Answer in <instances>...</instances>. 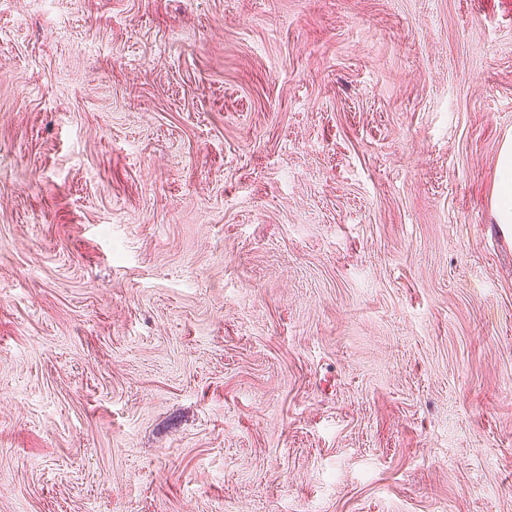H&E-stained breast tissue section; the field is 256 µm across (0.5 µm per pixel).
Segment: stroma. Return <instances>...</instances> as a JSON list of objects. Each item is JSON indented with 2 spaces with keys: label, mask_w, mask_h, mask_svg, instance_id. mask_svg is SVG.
<instances>
[{
  "label": "stroma",
  "mask_w": 512,
  "mask_h": 512,
  "mask_svg": "<svg viewBox=\"0 0 512 512\" xmlns=\"http://www.w3.org/2000/svg\"><path fill=\"white\" fill-rule=\"evenodd\" d=\"M512 0H0V512H512ZM492 207L496 223L512 227V137L510 136L504 139L499 149L497 182ZM498 226L503 236L512 234L511 228Z\"/></svg>",
  "instance_id": "1"
}]
</instances>
